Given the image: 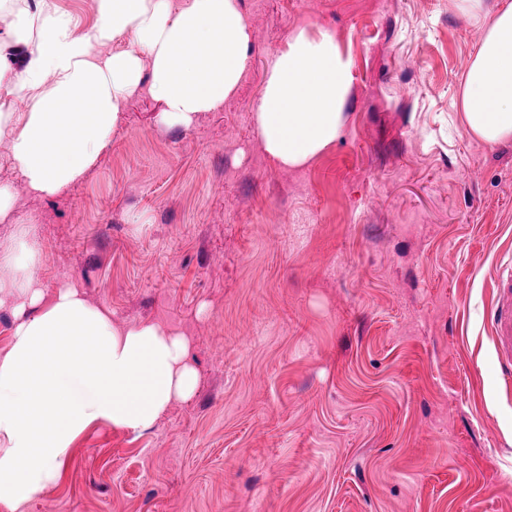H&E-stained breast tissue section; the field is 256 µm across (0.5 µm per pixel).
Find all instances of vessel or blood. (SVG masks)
<instances>
[{
    "label": "vessel or blood",
    "mask_w": 512,
    "mask_h": 512,
    "mask_svg": "<svg viewBox=\"0 0 512 512\" xmlns=\"http://www.w3.org/2000/svg\"><path fill=\"white\" fill-rule=\"evenodd\" d=\"M488 324L499 361L504 387H512V269L496 272L495 294Z\"/></svg>",
    "instance_id": "b4317fda"
}]
</instances>
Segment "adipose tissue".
Segmentation results:
<instances>
[{
    "mask_svg": "<svg viewBox=\"0 0 512 512\" xmlns=\"http://www.w3.org/2000/svg\"><path fill=\"white\" fill-rule=\"evenodd\" d=\"M482 38L459 99L466 134L512 143V0H451ZM58 0H0V140L23 186L39 197L83 180L124 121L131 98L159 100L156 121L190 126L222 110L251 42L238 0H96L86 32ZM348 60L327 32L301 29L268 57L254 131L266 152L299 168L341 136L352 89ZM0 184V222L16 225L0 251V289L15 301L9 351L0 357V506H21L59 477L75 440L95 424L141 433L171 403L189 399L198 374L189 344L155 323L115 328L78 288L44 301L40 246Z\"/></svg>",
    "mask_w": 512,
    "mask_h": 512,
    "instance_id": "adipose-tissue-1",
    "label": "adipose tissue"
}]
</instances>
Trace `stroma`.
Returning a JSON list of instances; mask_svg holds the SVG:
<instances>
[{"label": "stroma", "mask_w": 512, "mask_h": 512, "mask_svg": "<svg viewBox=\"0 0 512 512\" xmlns=\"http://www.w3.org/2000/svg\"><path fill=\"white\" fill-rule=\"evenodd\" d=\"M248 60L222 111L157 126L133 98L84 180L17 187L45 297L184 336L199 383L150 430L74 442L23 512H512V391L488 328L512 251V143L464 131L481 28L450 0H239ZM328 31L345 128L280 167L254 132L268 55Z\"/></svg>", "instance_id": "1"}]
</instances>
